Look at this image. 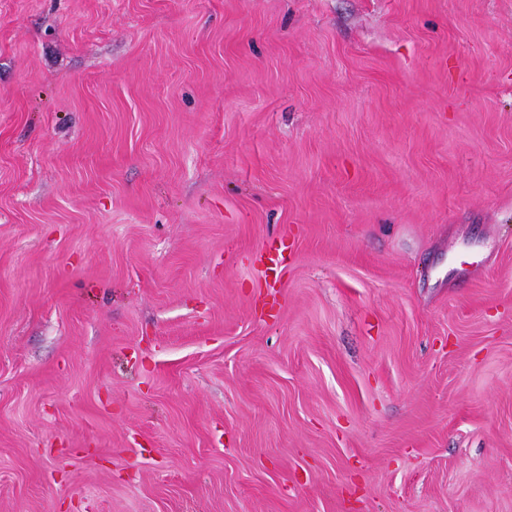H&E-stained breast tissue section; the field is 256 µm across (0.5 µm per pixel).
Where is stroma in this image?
<instances>
[{
    "instance_id": "obj_1",
    "label": "stroma",
    "mask_w": 512,
    "mask_h": 512,
    "mask_svg": "<svg viewBox=\"0 0 512 512\" xmlns=\"http://www.w3.org/2000/svg\"><path fill=\"white\" fill-rule=\"evenodd\" d=\"M0 512H512V0H0Z\"/></svg>"
}]
</instances>
